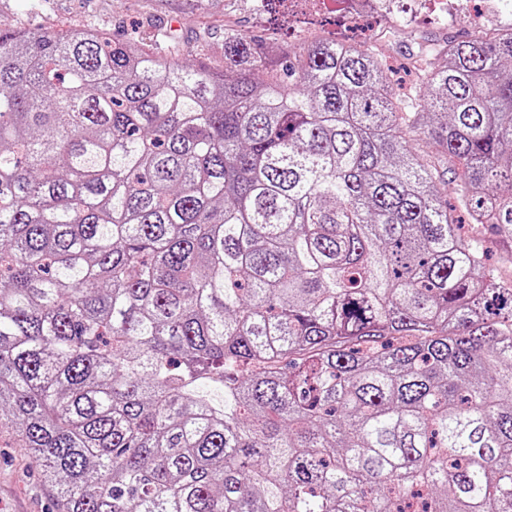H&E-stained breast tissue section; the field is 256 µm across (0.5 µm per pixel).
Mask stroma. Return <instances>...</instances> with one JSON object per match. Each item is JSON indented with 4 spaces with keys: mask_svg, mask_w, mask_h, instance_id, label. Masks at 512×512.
<instances>
[{
    "mask_svg": "<svg viewBox=\"0 0 512 512\" xmlns=\"http://www.w3.org/2000/svg\"><path fill=\"white\" fill-rule=\"evenodd\" d=\"M491 0L465 4L453 19L431 12L414 14L412 0H398L394 23L370 17V28H387L380 48L396 66H403L420 38L464 37L498 26L499 13ZM33 30L59 24L75 28L96 26L112 34L135 38L171 34L184 48L200 40L220 44L228 29L261 34L264 27L259 0H0V17ZM13 437L0 432V512H50L48 491L24 449L13 447Z\"/></svg>",
    "mask_w": 512,
    "mask_h": 512,
    "instance_id": "35a3bbf8",
    "label": "stroma"
}]
</instances>
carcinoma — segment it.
Wrapping results in <instances>:
<instances>
[{
  "mask_svg": "<svg viewBox=\"0 0 512 512\" xmlns=\"http://www.w3.org/2000/svg\"><path fill=\"white\" fill-rule=\"evenodd\" d=\"M500 3L402 98L374 39L0 21V427L57 512H512Z\"/></svg>",
  "mask_w": 512,
  "mask_h": 512,
  "instance_id": "obj_1",
  "label": "carcinoma"
}]
</instances>
